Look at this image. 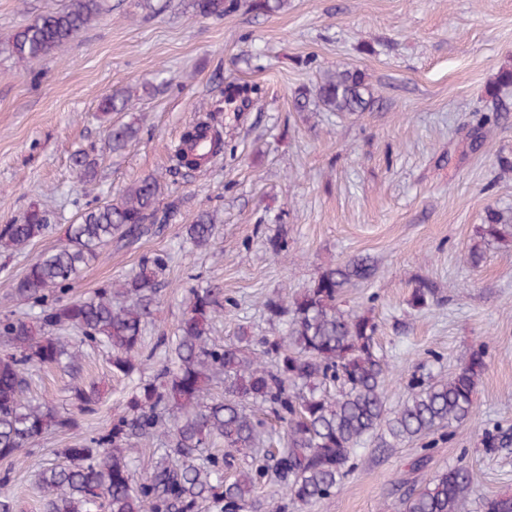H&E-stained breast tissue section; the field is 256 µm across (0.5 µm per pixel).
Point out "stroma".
I'll return each instance as SVG.
<instances>
[{
  "instance_id": "1",
  "label": "stroma",
  "mask_w": 512,
  "mask_h": 512,
  "mask_svg": "<svg viewBox=\"0 0 512 512\" xmlns=\"http://www.w3.org/2000/svg\"><path fill=\"white\" fill-rule=\"evenodd\" d=\"M102 0L103 10L74 40L50 56L18 66L6 50L11 35L66 0H0V225L31 206L52 216V232L12 255L0 254V312L16 309L10 284L39 253L77 223L83 204L117 198L149 173L162 176L181 206L161 234L138 248L110 247L85 267L73 295L87 297L134 273L142 254L171 256L162 300L146 347L175 336L187 288L217 285L232 300L213 324L217 340L239 329L276 336L284 325L264 302L309 287L327 264L357 255L377 266L352 289L347 305L371 310L379 341L394 364L389 405L406 396L413 374L447 375L472 350L488 368L470 418L452 436L381 448L353 460L343 487L321 502L287 504L285 512H399V496L437 471L469 466L482 496L512 494V447L489 454L485 430L512 428V238L481 242L488 209L512 218V86L493 89L512 64V0H288L270 16L240 7L223 18L195 16L189 0ZM363 72L376 98L353 116L298 112L293 101L325 71ZM166 79L148 95L146 80ZM131 88L132 108L103 114L101 98ZM219 108L224 153L197 172L170 174V146L203 107ZM139 118L141 133L120 153L108 149L111 125ZM99 151L98 175L80 182L74 151ZM213 214L217 235L191 249L185 225ZM288 242L285 259L267 240ZM482 243L485 259L471 268L464 254ZM421 280L438 304L408 306ZM81 376L101 393L83 432L105 430L132 388L117 380L107 354L84 350ZM70 375L45 366L23 395L66 409ZM69 435L41 438L11 472L17 512H42L37 474L63 462Z\"/></svg>"
}]
</instances>
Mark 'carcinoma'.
Masks as SVG:
<instances>
[{
    "label": "carcinoma",
    "mask_w": 512,
    "mask_h": 512,
    "mask_svg": "<svg viewBox=\"0 0 512 512\" xmlns=\"http://www.w3.org/2000/svg\"><path fill=\"white\" fill-rule=\"evenodd\" d=\"M286 5L287 0H251L249 8L267 15ZM191 8L198 16L221 18L238 8V0H192ZM101 11V0H69L64 9L40 14L21 27L9 41L8 53L22 66L46 57L76 38ZM372 104L365 75L349 68L325 72L317 85L295 96L300 112L313 106L353 115ZM130 106L131 95L118 90L99 103L105 114ZM216 119L215 112L207 113L172 145L175 168L207 163V153L197 152V146ZM140 131L135 119L111 126L109 147L124 150ZM72 164L80 180H94L95 147L76 151ZM164 193L161 179L148 174L117 200L86 205L62 240L12 281L13 298L35 316L0 315V341L10 346L0 355V459H19L48 432L72 435L64 449L67 462L40 472L44 512H202L210 501L221 512H251L259 502L257 485L268 476L290 501L306 505L338 492L367 441L393 448L449 430L472 414L488 367L481 348L446 377L412 378L403 403L388 406L391 364L378 341L379 324L371 311L353 312L342 304L345 289L374 274L371 260L357 256L323 268L290 301L267 300L270 316L286 319L281 336L255 340L243 331L234 341L216 340L212 328L226 310L224 291L189 288L168 357L151 377L139 381L109 427L96 434L81 432L80 418L95 413L100 403L99 390L78 376L82 349L107 348L117 376L144 372L150 360L144 355V332L159 303L170 254L159 250L143 255L136 274L90 297H76L72 288L81 270L107 247L133 246L170 222L181 200L164 204ZM506 226L498 211H487L481 241L504 238ZM51 230L49 212L32 206L0 226V253L21 250ZM215 234L207 211L186 228V240L197 249L209 246ZM435 301V289L419 282L408 305L421 310ZM41 365L72 373L73 410L22 401L29 374ZM215 379L224 381L220 398L210 393ZM271 421L283 429L284 447L234 468V453L264 444ZM154 438L162 442L161 459L137 481L131 471L133 455L141 441ZM218 442L227 453L203 456ZM481 443L491 453L508 447L512 436L488 430ZM471 500L475 512H512V496H474L472 471L460 464L404 491L400 512H461Z\"/></svg>",
    "instance_id": "obj_1"
}]
</instances>
